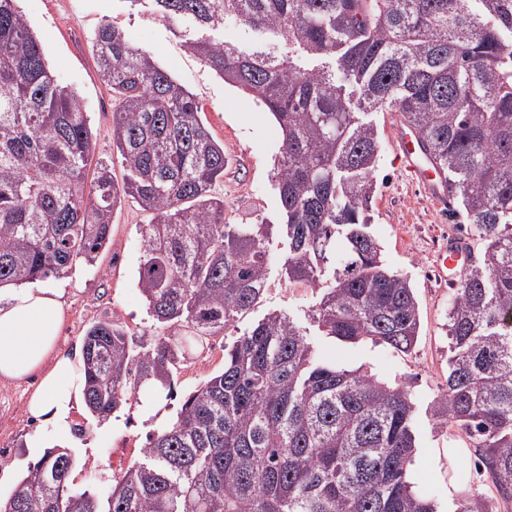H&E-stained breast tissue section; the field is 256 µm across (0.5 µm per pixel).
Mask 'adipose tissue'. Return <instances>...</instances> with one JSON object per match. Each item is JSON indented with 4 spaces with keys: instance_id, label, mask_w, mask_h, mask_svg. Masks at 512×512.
I'll return each mask as SVG.
<instances>
[{
    "instance_id": "obj_1",
    "label": "adipose tissue",
    "mask_w": 512,
    "mask_h": 512,
    "mask_svg": "<svg viewBox=\"0 0 512 512\" xmlns=\"http://www.w3.org/2000/svg\"><path fill=\"white\" fill-rule=\"evenodd\" d=\"M64 310L50 288H0V378L39 374L28 413L67 426L84 387L81 364L57 348Z\"/></svg>"
}]
</instances>
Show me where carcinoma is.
I'll return each mask as SVG.
<instances>
[{
    "label": "carcinoma",
    "instance_id": "1",
    "mask_svg": "<svg viewBox=\"0 0 512 512\" xmlns=\"http://www.w3.org/2000/svg\"><path fill=\"white\" fill-rule=\"evenodd\" d=\"M17 0H0V288L59 278L109 240L127 197L151 216L138 288L161 336L92 325L84 401L106 418L141 390L174 397L195 341L259 303L270 224L224 222V146L194 95L119 27L92 41L118 101L112 150L92 159L81 97L51 74ZM147 3L224 82L271 112L288 283L312 290L309 326L271 310L224 344V369L183 397L106 495L70 486L52 448L0 512H439L413 489L417 410L404 383L322 360L311 330L408 353L419 304L382 257L370 203L375 112L424 138L484 251L448 310V378L429 407L464 431L512 499V0H131ZM233 19L253 42L224 40ZM450 512H492L460 491Z\"/></svg>",
    "mask_w": 512,
    "mask_h": 512
}]
</instances>
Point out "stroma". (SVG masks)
<instances>
[{
  "label": "stroma",
  "instance_id": "obj_1",
  "mask_svg": "<svg viewBox=\"0 0 512 512\" xmlns=\"http://www.w3.org/2000/svg\"><path fill=\"white\" fill-rule=\"evenodd\" d=\"M17 5L41 42L57 81L74 89L83 101L93 131L94 160H112V93L101 81L91 51L94 32L102 22L110 21L199 102L204 122L224 146V180L214 191L224 198L225 221L280 223L279 199L271 180L282 141L276 121L264 107L225 84L189 53L183 40L150 8L130 0H17ZM374 176L377 190L370 208L372 230L388 264L411 282L420 308L419 339L410 353L403 354L384 346L344 344L319 336L315 339L318 354L351 369L368 368L384 380L407 382L419 412L411 480L440 507H448L464 484L495 501L491 480L472 463L466 435L458 429L437 428L427 411L448 376V307L454 294L453 289L436 282L433 256L449 232L466 231L468 224L454 222L447 209L435 207L402 179L388 140L380 142ZM150 220L134 202L123 201L114 215L109 241L94 262L76 260L66 276L47 279V287L57 290L64 306L61 350L81 349L86 330L102 320L122 323L135 337L158 334L136 285L144 228ZM280 270L281 246L275 241L267 290L255 311L224 332L203 338L180 366L175 399L156 417L145 419L139 406H127L117 413L111 428L105 429L86 407H79L72 424L83 433L70 435L68 443L76 458L71 475L74 489L110 490L121 472L139 457L147 434L175 415L180 396L222 371L225 341L239 336L271 310L306 321L313 301L311 290L288 284ZM35 386L32 377L20 382L0 380V470L8 472L7 479L0 481L4 498L30 461L24 440L37 424L25 407Z\"/></svg>",
  "mask_w": 512,
  "mask_h": 512
}]
</instances>
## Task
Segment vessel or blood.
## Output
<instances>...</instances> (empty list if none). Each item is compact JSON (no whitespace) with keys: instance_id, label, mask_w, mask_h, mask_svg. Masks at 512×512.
Instances as JSON below:
<instances>
[{"instance_id":"obj_1","label":"vessel or blood","mask_w":512,"mask_h":512,"mask_svg":"<svg viewBox=\"0 0 512 512\" xmlns=\"http://www.w3.org/2000/svg\"><path fill=\"white\" fill-rule=\"evenodd\" d=\"M390 138L398 161L410 181L431 201L446 203V176L425 154L416 131L397 119L391 125ZM474 258L470 238L452 233L436 255L435 268L441 278L455 284L463 277Z\"/></svg>"}]
</instances>
